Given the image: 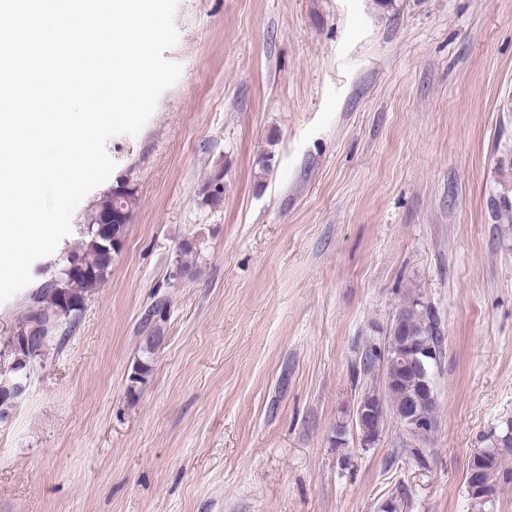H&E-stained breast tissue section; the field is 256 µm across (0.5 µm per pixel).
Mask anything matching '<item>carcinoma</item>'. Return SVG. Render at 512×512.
I'll return each instance as SVG.
<instances>
[{"instance_id":"1","label":"carcinoma","mask_w":512,"mask_h":512,"mask_svg":"<svg viewBox=\"0 0 512 512\" xmlns=\"http://www.w3.org/2000/svg\"><path fill=\"white\" fill-rule=\"evenodd\" d=\"M115 203L112 191L101 195L87 211L84 217L83 240L78 247L62 253L55 262L53 273L39 281L25 295L24 310L18 321L25 322L36 331H45L44 324L53 319L58 309L62 308L64 299L72 297L81 303L89 300L95 288L104 283L112 270V264L118 255L117 249L107 252L103 247L104 241L98 233V225L91 223V219L100 211H111ZM421 294L412 292L403 300L404 307L408 308L403 317V326L406 333L414 337L416 344L425 346L443 345V335L439 329L436 316L429 306L421 305ZM82 319L78 314L71 321L49 332L46 335L43 355L34 354L21 347L14 346L11 338L0 336V374L11 371L17 365L37 363L41 359H50L73 333ZM163 336L147 348H141L143 359L133 366L128 380V391L133 394L148 382L152 372L151 361ZM390 373L400 377V380L385 393L386 406L392 416L401 412L406 401L417 390L416 381L401 369L400 364L389 365ZM387 413V414H389ZM387 414L381 415V424H386ZM512 449V434L509 428L498 433H491L487 449L490 454L473 456L469 467H476L481 471V494H472L470 498L482 508L493 506L498 487L512 484V467L506 464V457L502 449Z\"/></svg>"}]
</instances>
